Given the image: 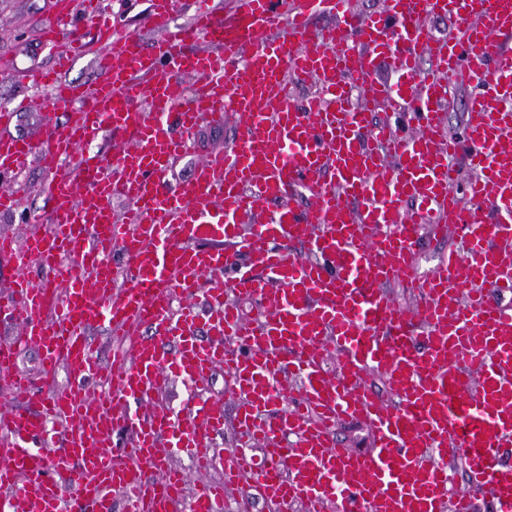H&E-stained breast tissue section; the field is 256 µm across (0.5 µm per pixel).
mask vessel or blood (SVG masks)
Listing matches in <instances>:
<instances>
[{
  "mask_svg": "<svg viewBox=\"0 0 512 512\" xmlns=\"http://www.w3.org/2000/svg\"><path fill=\"white\" fill-rule=\"evenodd\" d=\"M70 4L43 29L54 67L31 74L64 120L37 145L0 137L1 213L19 209L30 164L69 166L42 189L46 231L0 234L17 271L0 313L21 329L0 345L11 398L0 512H180L173 447L197 472H222L190 512H223L231 489L279 512H476L483 491L489 512H512L500 454L512 440V309L495 299L512 293V0H383L370 13L353 0H235L228 12L189 0L180 27L177 0H151V44L97 23L87 84L66 77ZM447 16L458 33L434 36L430 20ZM308 82L317 95L298 101ZM456 88L468 96L453 135ZM376 106L399 122L370 124ZM228 115L240 122L233 146L170 182L198 125ZM101 138L111 156L93 149ZM115 198L131 203L124 218ZM426 226L459 246L423 278ZM395 284L416 289L412 307ZM239 296L259 302L258 319ZM101 326L108 361L92 336ZM26 343L43 351V388L17 368ZM218 368L239 392L229 418L200 397ZM174 380L189 390L181 418L153 407ZM345 419L367 424L370 448L335 437ZM228 425L237 449L221 461L214 438Z\"/></svg>",
  "mask_w": 512,
  "mask_h": 512,
  "instance_id": "b4317fda",
  "label": "vessel or blood"
}]
</instances>
